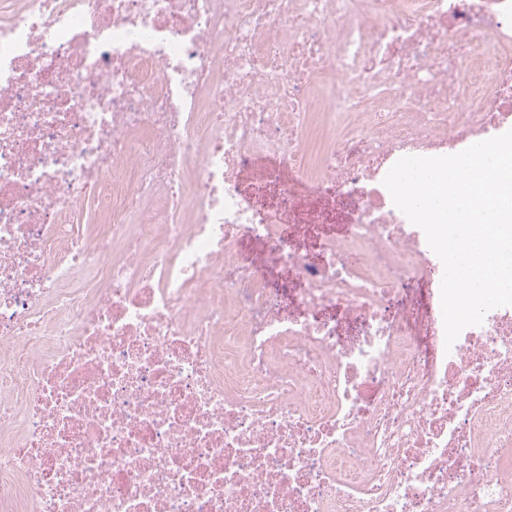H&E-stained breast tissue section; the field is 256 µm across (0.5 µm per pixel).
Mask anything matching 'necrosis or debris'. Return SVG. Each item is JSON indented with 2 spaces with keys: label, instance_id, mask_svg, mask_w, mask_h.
<instances>
[{
  "label": "necrosis or debris",
  "instance_id": "obj_1",
  "mask_svg": "<svg viewBox=\"0 0 512 512\" xmlns=\"http://www.w3.org/2000/svg\"><path fill=\"white\" fill-rule=\"evenodd\" d=\"M510 129L512 0H0V512H512L383 184Z\"/></svg>",
  "mask_w": 512,
  "mask_h": 512
}]
</instances>
